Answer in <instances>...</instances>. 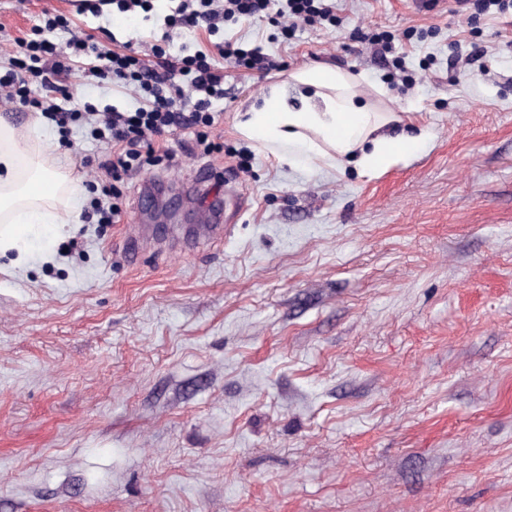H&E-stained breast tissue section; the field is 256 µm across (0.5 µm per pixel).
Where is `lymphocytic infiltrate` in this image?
I'll list each match as a JSON object with an SVG mask.
<instances>
[{"label": "lymphocytic infiltrate", "instance_id": "f902f5d3", "mask_svg": "<svg viewBox=\"0 0 512 512\" xmlns=\"http://www.w3.org/2000/svg\"><path fill=\"white\" fill-rule=\"evenodd\" d=\"M215 0H177L165 24L169 29H194L207 26L215 29L227 16L251 18L268 9L271 0H225L224 10L214 9ZM68 45L74 52L95 58L92 76L99 79L132 80L145 93L146 105L126 112H110L95 135L98 141L111 145L112 150L99 167L107 178L116 179L123 173L162 161H173L177 153L195 154L196 150L211 151L205 129L215 122V106L224 98V70L208 55L197 52L176 57L158 52L153 63L114 50L100 49L79 36H71ZM20 55L28 58L27 69L7 71L0 82L13 86V103L23 107L43 109L59 129H67L76 117L73 109L54 103H44L37 92L54 88L60 71L56 63V43L48 39L18 42ZM190 82L197 96L183 102L182 84ZM182 134L178 150L156 152L157 138Z\"/></svg>", "mask_w": 512, "mask_h": 512}]
</instances>
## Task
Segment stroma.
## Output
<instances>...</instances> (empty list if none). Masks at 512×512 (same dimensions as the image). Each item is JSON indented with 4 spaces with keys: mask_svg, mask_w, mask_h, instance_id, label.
I'll list each match as a JSON object with an SVG mask.
<instances>
[{
    "mask_svg": "<svg viewBox=\"0 0 512 512\" xmlns=\"http://www.w3.org/2000/svg\"><path fill=\"white\" fill-rule=\"evenodd\" d=\"M339 24L282 30V0L175 36L224 68L212 151L135 169L123 215L90 206L109 145L86 117L31 149L68 155L73 229L0 258V512H512V10L337 0ZM171 0H0V72L47 16L154 60ZM391 35L401 66L359 32ZM232 41L269 72L219 57ZM314 61L422 135L376 171L290 166L236 115ZM69 56L54 103L127 111L135 85ZM224 235L172 250L152 232ZM143 238L128 253L129 232Z\"/></svg>",
    "mask_w": 512,
    "mask_h": 512,
    "instance_id": "obj_1",
    "label": "stroma"
}]
</instances>
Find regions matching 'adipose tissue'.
<instances>
[{
  "mask_svg": "<svg viewBox=\"0 0 512 512\" xmlns=\"http://www.w3.org/2000/svg\"><path fill=\"white\" fill-rule=\"evenodd\" d=\"M297 96L275 86L250 105L238 123L241 134L283 160L333 166L355 158L367 170L414 154L420 136L391 137L390 112H374L357 101L351 80L336 67L317 64L293 74ZM27 136L0 122V257L22 263L33 236L77 223L76 210L52 205L56 195L77 198L81 181L71 169L52 163L45 151H31Z\"/></svg>",
  "mask_w": 512,
  "mask_h": 512,
  "instance_id": "obj_1",
  "label": "adipose tissue"
}]
</instances>
